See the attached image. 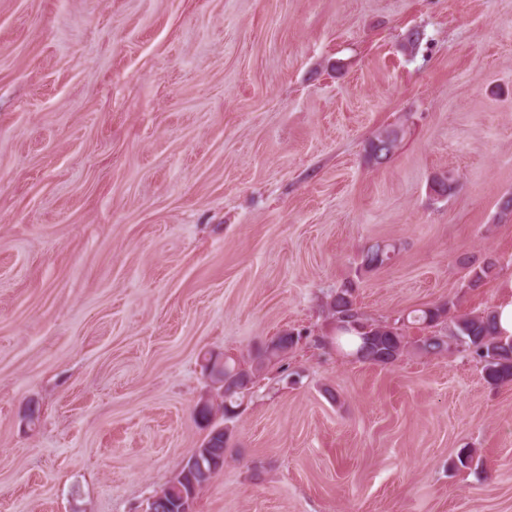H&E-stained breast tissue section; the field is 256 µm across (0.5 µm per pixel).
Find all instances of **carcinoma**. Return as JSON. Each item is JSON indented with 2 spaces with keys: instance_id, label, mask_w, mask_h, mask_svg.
<instances>
[{
  "instance_id": "carcinoma-1",
  "label": "carcinoma",
  "mask_w": 512,
  "mask_h": 512,
  "mask_svg": "<svg viewBox=\"0 0 512 512\" xmlns=\"http://www.w3.org/2000/svg\"><path fill=\"white\" fill-rule=\"evenodd\" d=\"M402 129L386 127L376 132L366 144L367 161L378 166L381 159L392 157L401 141ZM457 188L454 177H434L431 191L438 198H446ZM394 247L390 244L374 242L364 247L360 254L358 271H373L391 259ZM466 287L478 288L491 278L496 270L492 258L478 264L468 265ZM355 284L352 281L341 284L329 294L325 306L335 325L334 341L342 352L363 361L376 362L381 359L389 364L414 353L424 356H442L453 350L468 352L482 364L484 379L491 385L512 382V336H502L497 328L496 315L491 309L479 313L453 315L451 306L442 303L416 309L406 317L394 320H374L367 317L356 306ZM419 325L426 334L416 340H409L408 325ZM282 360L276 352L263 346L253 351L246 360L231 359L227 366L243 367L244 372L258 379L272 364ZM220 402L212 404L211 415L220 417L217 424L232 423L236 415L228 413L227 406L242 405V392L216 393ZM227 434H219L209 439L210 447L194 448L192 453L205 459V464H213V471L224 468L225 448L228 447ZM164 512H180V495L171 484L162 490Z\"/></svg>"
}]
</instances>
